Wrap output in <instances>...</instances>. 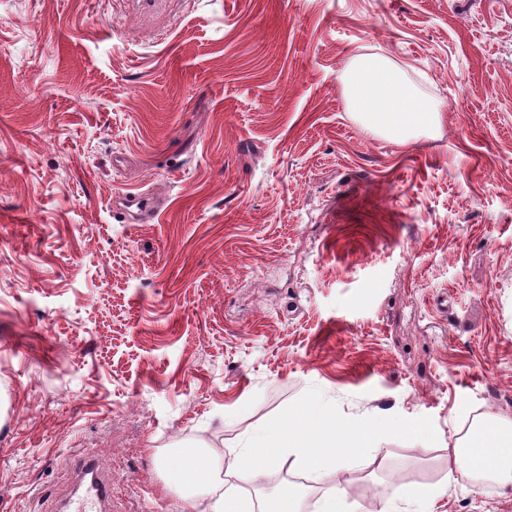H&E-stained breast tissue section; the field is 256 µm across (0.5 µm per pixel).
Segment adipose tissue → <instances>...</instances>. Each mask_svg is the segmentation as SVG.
<instances>
[{
    "label": "adipose tissue",
    "mask_w": 512,
    "mask_h": 512,
    "mask_svg": "<svg viewBox=\"0 0 512 512\" xmlns=\"http://www.w3.org/2000/svg\"><path fill=\"white\" fill-rule=\"evenodd\" d=\"M346 91L360 117L369 125L402 141L439 122L441 105L422 96L399 71L382 61L360 56L346 77ZM384 431L408 433V426L373 423L340 428L318 402L307 401L301 412L276 417L250 435L242 449L231 450L225 463L209 453H192L180 471L186 512H301L300 494L292 485L250 504L231 488L201 499L200 489H212L222 470L249 469L254 473L271 464L318 475L336 474L344 459L375 460L376 440ZM449 477L494 478L503 494H512V421L486 420L480 433L458 440L448 449Z\"/></svg>",
    "instance_id": "ef3b65f1"
}]
</instances>
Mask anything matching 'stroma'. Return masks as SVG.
<instances>
[{
	"instance_id": "1",
	"label": "stroma",
	"mask_w": 512,
	"mask_h": 512,
	"mask_svg": "<svg viewBox=\"0 0 512 512\" xmlns=\"http://www.w3.org/2000/svg\"><path fill=\"white\" fill-rule=\"evenodd\" d=\"M360 55L441 103L433 136L356 117ZM313 396L428 435L341 468L347 512H512L448 480L512 419V0H0V512H51L91 451L111 512H183L184 454ZM298 477L315 512L313 474L227 482ZM112 203L139 216L156 219L160 214L157 205L142 193H121L113 196ZM445 488H431L411 493L406 500L404 512H433V506L438 497L445 493Z\"/></svg>"
}]
</instances>
